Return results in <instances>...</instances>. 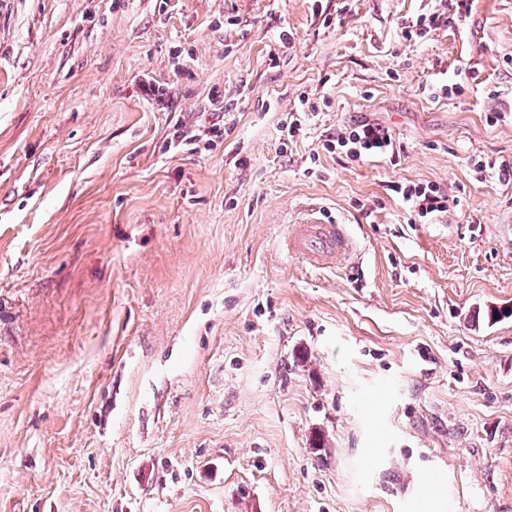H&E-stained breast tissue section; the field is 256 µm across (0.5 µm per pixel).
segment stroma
<instances>
[{
    "label": "stroma",
    "instance_id": "obj_1",
    "mask_svg": "<svg viewBox=\"0 0 512 512\" xmlns=\"http://www.w3.org/2000/svg\"><path fill=\"white\" fill-rule=\"evenodd\" d=\"M433 5L0 0V512H512V0ZM439 4L430 13L420 14L415 20L402 23L403 39L425 38L448 27L456 18H466L471 13L472 0H438ZM322 147L329 153L344 154L357 161L365 156L391 153L395 157L393 135L389 128L368 121H358L340 129L336 137L324 140ZM388 186L406 204L409 214L407 223H426L425 221L448 212V193L436 183L392 182ZM286 249L290 254L320 267L346 258L351 246L343 224L314 218L295 225L286 241Z\"/></svg>",
    "mask_w": 512,
    "mask_h": 512
}]
</instances>
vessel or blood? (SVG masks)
<instances>
[{
	"instance_id": "b4317fda",
	"label": "vessel or blood",
	"mask_w": 512,
	"mask_h": 512,
	"mask_svg": "<svg viewBox=\"0 0 512 512\" xmlns=\"http://www.w3.org/2000/svg\"><path fill=\"white\" fill-rule=\"evenodd\" d=\"M286 249L320 267L346 258L351 246L343 225L314 218L295 225L286 241Z\"/></svg>"
}]
</instances>
